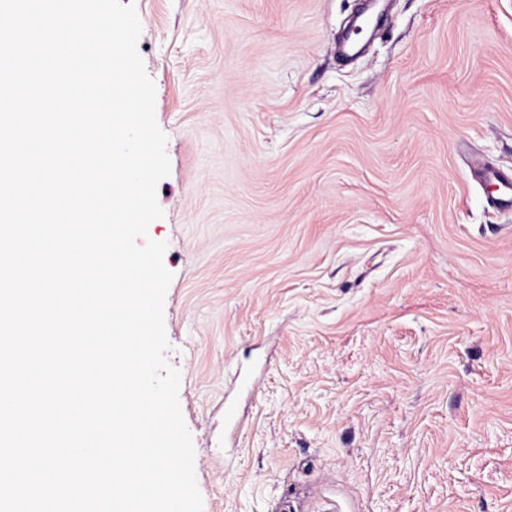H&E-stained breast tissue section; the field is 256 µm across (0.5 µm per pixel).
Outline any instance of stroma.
<instances>
[{
    "mask_svg": "<svg viewBox=\"0 0 512 512\" xmlns=\"http://www.w3.org/2000/svg\"><path fill=\"white\" fill-rule=\"evenodd\" d=\"M126 2L203 512H512V0Z\"/></svg>",
    "mask_w": 512,
    "mask_h": 512,
    "instance_id": "35a3bbf8",
    "label": "stroma"
}]
</instances>
